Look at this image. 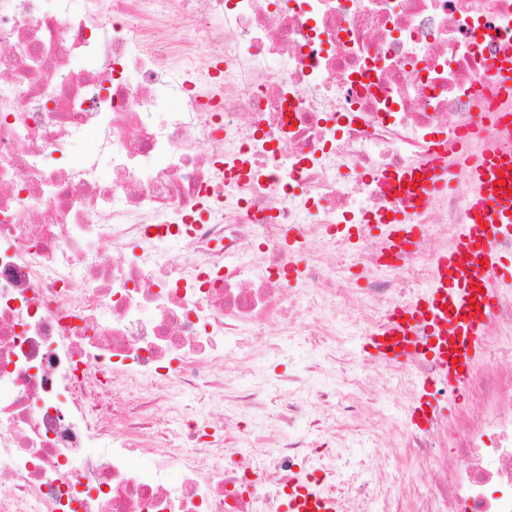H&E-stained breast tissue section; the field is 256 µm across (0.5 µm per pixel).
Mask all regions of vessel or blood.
Returning a JSON list of instances; mask_svg holds the SVG:
<instances>
[{
	"label": "vessel or blood",
	"instance_id": "obj_1",
	"mask_svg": "<svg viewBox=\"0 0 512 512\" xmlns=\"http://www.w3.org/2000/svg\"><path fill=\"white\" fill-rule=\"evenodd\" d=\"M455 162L467 168L475 187L469 201L473 220L464 225L452 248L435 256L432 285L410 308L375 331L369 345L376 356L393 362L425 353L438 363L442 382L457 387L484 353L500 286L512 284L498 248L501 237L512 236V140L479 156L468 144H459ZM453 174V167L444 166L428 169L422 179L407 172L401 180L423 202ZM449 318L455 322L450 335L441 328ZM286 509L335 512V505L317 491L304 489L289 497Z\"/></svg>",
	"mask_w": 512,
	"mask_h": 512
}]
</instances>
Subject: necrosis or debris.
Returning a JSON list of instances; mask_svg holds the SVG:
<instances>
[{"label": "necrosis or debris", "instance_id": "necrosis-or-debris-1", "mask_svg": "<svg viewBox=\"0 0 512 512\" xmlns=\"http://www.w3.org/2000/svg\"><path fill=\"white\" fill-rule=\"evenodd\" d=\"M503 58L512 0H0V512L341 503L353 433L301 429L372 378L322 382V347L409 305L469 223V190L414 207L387 179L481 110L512 127ZM288 335L314 350L291 380ZM467 382L496 409L453 469L391 416L431 479L357 501L512 512V380ZM288 512H335V505L331 500L323 499L316 490L302 489L288 497L286 506Z\"/></svg>", "mask_w": 512, "mask_h": 512}]
</instances>
